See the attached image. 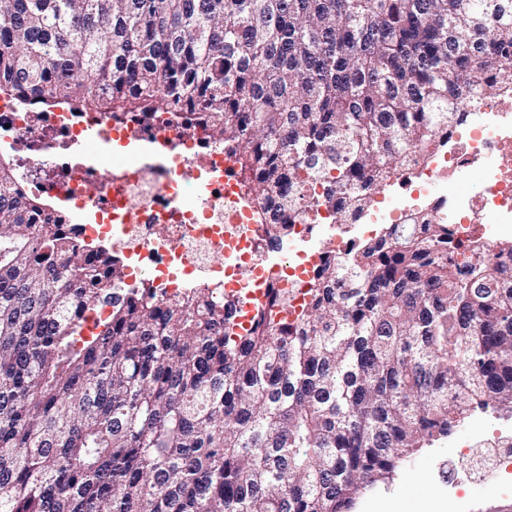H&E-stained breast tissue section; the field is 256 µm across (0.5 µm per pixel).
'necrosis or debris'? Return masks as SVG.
Returning <instances> with one entry per match:
<instances>
[{"instance_id":"obj_1","label":"necrosis or debris","mask_w":512,"mask_h":512,"mask_svg":"<svg viewBox=\"0 0 512 512\" xmlns=\"http://www.w3.org/2000/svg\"><path fill=\"white\" fill-rule=\"evenodd\" d=\"M24 193L68 213L77 247L120 244L128 270L174 299L205 278L242 320L252 294L278 289L296 319L326 263L338 262L377 224L411 217L447 225L512 270V94L447 131L441 148L395 173L351 224L326 211L303 223L246 196L237 158L215 143L198 112H82L41 108L0 94V158ZM123 175L113 178V165Z\"/></svg>"}]
</instances>
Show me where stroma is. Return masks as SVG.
<instances>
[{
	"instance_id": "35a3bbf8",
	"label": "stroma",
	"mask_w": 512,
	"mask_h": 512,
	"mask_svg": "<svg viewBox=\"0 0 512 512\" xmlns=\"http://www.w3.org/2000/svg\"><path fill=\"white\" fill-rule=\"evenodd\" d=\"M497 436L512 439V404L471 412L450 436L414 454L393 481L364 491L352 512H375L379 497L402 502L405 512H512V492L497 485L463 487V472L448 468L451 448Z\"/></svg>"
}]
</instances>
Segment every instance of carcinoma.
<instances>
[{"instance_id": "1", "label": "carcinoma", "mask_w": 512, "mask_h": 512, "mask_svg": "<svg viewBox=\"0 0 512 512\" xmlns=\"http://www.w3.org/2000/svg\"><path fill=\"white\" fill-rule=\"evenodd\" d=\"M512 91V0H0V92L206 114L257 206L347 224ZM0 169V512H351L512 403V279L390 224L250 333L37 224ZM111 307L108 316L101 315Z\"/></svg>"}]
</instances>
